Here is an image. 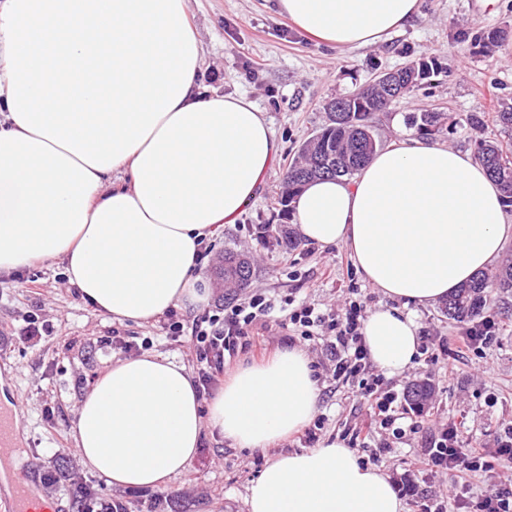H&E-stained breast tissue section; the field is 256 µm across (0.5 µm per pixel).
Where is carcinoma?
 Listing matches in <instances>:
<instances>
[{
	"instance_id": "1",
	"label": "carcinoma",
	"mask_w": 512,
	"mask_h": 512,
	"mask_svg": "<svg viewBox=\"0 0 512 512\" xmlns=\"http://www.w3.org/2000/svg\"><path fill=\"white\" fill-rule=\"evenodd\" d=\"M433 60H412L396 69L399 87L360 88L349 95L336 97L324 104L329 123L307 138L298 149L297 160L286 170L281 187L280 204L287 208L302 186L309 180L324 176L351 177L375 153L380 141L375 135L372 119L384 112L399 98L421 85V81L435 74ZM492 122L507 135L512 134V102L497 103ZM460 121L450 112L424 111L412 118L411 125L424 136L444 135L457 129ZM478 160L490 176L502 187L505 202L512 206V142L482 141L478 145ZM218 278L230 288H244L252 278V263L244 255L228 252L224 265L216 271ZM493 290L512 292V260L493 273H482L459 288L441 303V312L457 322L470 321L482 314L489 293ZM432 385L417 381L409 388V400L420 406L427 402Z\"/></svg>"
}]
</instances>
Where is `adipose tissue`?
I'll return each instance as SVG.
<instances>
[{"label":"adipose tissue","mask_w":512,"mask_h":512,"mask_svg":"<svg viewBox=\"0 0 512 512\" xmlns=\"http://www.w3.org/2000/svg\"><path fill=\"white\" fill-rule=\"evenodd\" d=\"M296 28L352 49L403 28L419 0H276ZM189 0H0V274L63 262L82 300L148 323L206 303L200 248L236 223L281 143L242 96L208 91ZM298 234L347 248L387 298L362 333L398 376L419 353L409 305L426 306L487 271L512 238L502 192L469 153L408 134L354 179L308 183ZM298 346L237 368L202 404L184 366L118 360L78 403L83 465L108 485L159 488L184 474L203 428L238 448H271L317 410ZM247 512H404L395 485L341 441L277 456Z\"/></svg>","instance_id":"1"}]
</instances>
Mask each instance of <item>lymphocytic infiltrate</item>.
Here are the masks:
<instances>
[{
	"label": "lymphocytic infiltrate",
	"mask_w": 512,
	"mask_h": 512,
	"mask_svg": "<svg viewBox=\"0 0 512 512\" xmlns=\"http://www.w3.org/2000/svg\"><path fill=\"white\" fill-rule=\"evenodd\" d=\"M275 308L273 297L256 291L247 301L214 305L189 321L169 318V336H187L196 344L199 395L209 394L223 377L226 360L250 348L264 350L265 338L259 328L266 325ZM364 317L363 306L357 301L330 312L303 304L291 310L279 327L286 331L292 345L321 340L336 380L356 383V395L367 408L368 428H386L397 419L398 396L383 389L381 377L369 359L361 332ZM509 463L512 428L497 435L493 443L470 445L465 443L458 425L451 421L443 424L438 435L422 448L416 467L448 476V497L462 512H512V480L476 497L468 493L476 474H494Z\"/></svg>",
	"instance_id": "lymphocytic-infiltrate-1"
}]
</instances>
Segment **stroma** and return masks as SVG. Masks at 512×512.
I'll use <instances>...</instances> for the list:
<instances>
[{
    "instance_id": "35a3bbf8",
    "label": "stroma",
    "mask_w": 512,
    "mask_h": 512,
    "mask_svg": "<svg viewBox=\"0 0 512 512\" xmlns=\"http://www.w3.org/2000/svg\"><path fill=\"white\" fill-rule=\"evenodd\" d=\"M190 15L203 43L206 85L220 94L249 99L264 112L282 143L280 158L255 203L237 223L218 228L207 243L202 275L211 286L209 304L224 301L215 269L232 250L250 256L254 267L251 286L237 291L238 301H245L255 287L282 301L291 298L319 308H340L358 300L365 311L377 309L384 297L361 280L345 247L322 249L304 242L291 250L281 244L260 245L266 226L294 227L292 213L278 202L281 178L299 145L325 124V100L348 95L407 60L436 61L441 72L375 116L382 145L411 132L412 116L423 110L462 118L491 111L501 98L512 97V34L489 54L475 41L478 34L493 29L512 31V0H421L419 14L405 27L354 50H340L300 33L269 0H190ZM412 312L420 335L431 337L433 344L421 350L403 376L387 378L386 383L404 394L413 381L428 379L435 390L433 409L427 415L411 410L397 420L401 436L380 428L361 436L353 447L361 461L389 476L411 468L426 440L447 421L460 423L471 444L493 439L502 425L512 423V294L493 293L487 303L485 316L498 320L502 329L477 356L457 353L456 338L464 326L448 319L439 306H416ZM32 319L49 328L51 337L25 336ZM116 328L134 343V355L160 354L196 373L190 337L172 341L159 319L118 323L95 311L69 284L61 262L0 275V387L24 395L20 452L26 464L51 483L47 499L61 505L62 512H75V485L105 487L84 467L73 432L83 392L123 357L111 344ZM316 415L322 420L320 442L345 441L365 410L352 384L336 381L326 370L319 379ZM300 448L295 436L273 448H236L207 429L187 471L172 479L165 492L173 497L174 512H245L247 490L266 463ZM108 490L124 494L133 512H153L154 489Z\"/></svg>"
}]
</instances>
